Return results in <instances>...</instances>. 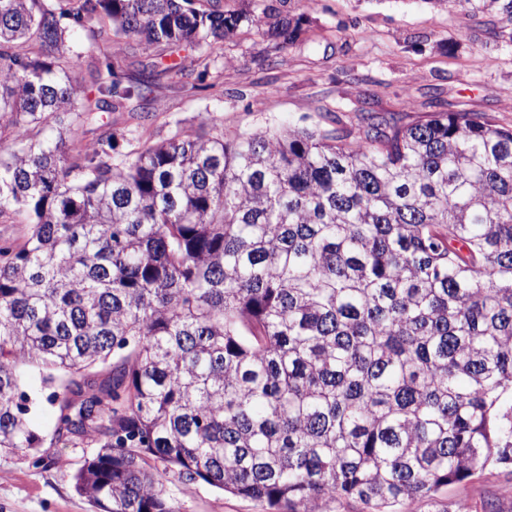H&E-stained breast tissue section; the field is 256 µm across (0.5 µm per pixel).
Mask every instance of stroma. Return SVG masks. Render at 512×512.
<instances>
[{"instance_id":"obj_1","label":"stroma","mask_w":512,"mask_h":512,"mask_svg":"<svg viewBox=\"0 0 512 512\" xmlns=\"http://www.w3.org/2000/svg\"><path fill=\"white\" fill-rule=\"evenodd\" d=\"M281 16L299 19L293 43L266 30L224 41L211 53L160 47L133 39L76 32L71 43L86 59L76 74L80 94L93 89L89 59L108 51L123 85L153 72L147 98L124 101L115 127L133 125L159 141L177 129L217 124L242 133L329 127L330 116L357 125L362 107L417 121L435 112H481L512 127V16L487 14L452 0H265ZM182 65L180 79L164 71ZM95 451L91 440L54 441L53 462L39 468L20 453L0 454V512H97L73 476ZM167 486L179 512H263L260 503L198 482ZM469 512L493 505L512 512V470L492 468L466 487Z\"/></svg>"}]
</instances>
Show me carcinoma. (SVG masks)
I'll list each match as a JSON object with an SVG mask.
<instances>
[{"instance_id": "cac0c4a2", "label": "carcinoma", "mask_w": 512, "mask_h": 512, "mask_svg": "<svg viewBox=\"0 0 512 512\" xmlns=\"http://www.w3.org/2000/svg\"><path fill=\"white\" fill-rule=\"evenodd\" d=\"M248 2L0 0V224L29 226L0 240V452L45 463L27 367L60 383L53 439L97 445L74 481L99 512H178L169 473L267 512H403L512 466V128L202 124L117 163L114 99L151 80L119 90L108 54L75 107L70 29L293 40Z\"/></svg>"}]
</instances>
